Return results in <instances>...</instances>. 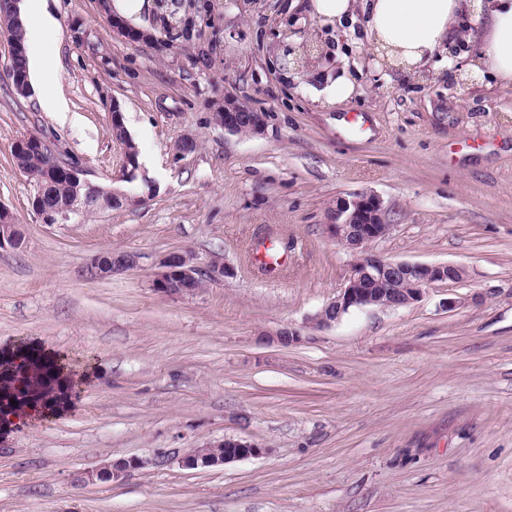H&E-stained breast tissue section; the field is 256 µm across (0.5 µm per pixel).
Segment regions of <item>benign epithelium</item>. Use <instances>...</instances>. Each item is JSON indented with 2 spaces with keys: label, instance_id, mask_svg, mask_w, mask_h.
<instances>
[{
  "label": "benign epithelium",
  "instance_id": "1",
  "mask_svg": "<svg viewBox=\"0 0 512 512\" xmlns=\"http://www.w3.org/2000/svg\"><path fill=\"white\" fill-rule=\"evenodd\" d=\"M112 28L127 42L136 43L151 37V33L140 29H130L122 20L111 18ZM0 30L6 33L10 43V53L20 56L23 45L19 35L24 27L20 18L19 6L8 20H0ZM216 111L223 116V128L228 133L241 132L242 122H247L253 135L265 132L267 117L254 108L244 109L243 103L226 98L217 104ZM84 196L73 204L43 212L40 198L32 199V208L45 224H64L86 209L98 211L109 209L114 203L136 205L143 202L142 196L111 190L113 201H104L99 187L85 182ZM327 231L346 248L360 253L349 270L341 292L317 313L315 322L319 327H328L339 321L352 308L376 306L397 308L419 300L423 291L436 282H459L465 276L464 268L453 264H427L417 262H394L370 253L367 246L385 236L389 225L385 220L383 200L372 193H357L349 198L336 200V206L328 213ZM25 237L14 215L5 207H0V248L19 249ZM139 255L133 251H115L95 255L91 258L87 271L94 277H106L131 271L138 267ZM232 274L226 266L215 261L203 270L194 262L187 251H171L159 262L152 281V287L166 296H182L192 290L198 282L208 278L219 280ZM211 463L225 465L262 453V447L255 442L226 438L210 445ZM150 461L142 458L117 460L104 464L88 472L83 481L107 478L119 480L132 470L144 468Z\"/></svg>",
  "mask_w": 512,
  "mask_h": 512
}]
</instances>
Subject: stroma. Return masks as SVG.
I'll return each mask as SVG.
<instances>
[{
	"label": "stroma",
	"instance_id": "1",
	"mask_svg": "<svg viewBox=\"0 0 512 512\" xmlns=\"http://www.w3.org/2000/svg\"><path fill=\"white\" fill-rule=\"evenodd\" d=\"M196 2L147 0L131 26L152 38L130 44L98 0H47L64 112L15 93L0 35V206L25 235L0 250V351L64 356L84 381L62 411L0 429V512H512V87L457 79L465 35L412 77L381 62L362 14L329 26L294 0ZM341 68L356 90L324 110L311 91ZM227 96L267 112L262 135L215 124ZM30 135L97 185L156 193L42 223L12 162ZM358 192L388 211L372 251L465 278L320 327L356 259L327 214ZM279 242L286 264L265 272L255 249ZM177 249L233 273L162 295L151 279ZM112 250L138 268L91 277ZM285 326L299 344L277 343ZM227 437L263 452L182 467ZM135 457L147 467L120 481L80 480Z\"/></svg>",
	"mask_w": 512,
	"mask_h": 512
}]
</instances>
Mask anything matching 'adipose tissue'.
<instances>
[{
  "label": "adipose tissue",
  "mask_w": 512,
  "mask_h": 512,
  "mask_svg": "<svg viewBox=\"0 0 512 512\" xmlns=\"http://www.w3.org/2000/svg\"><path fill=\"white\" fill-rule=\"evenodd\" d=\"M46 0H23L28 69L42 82L45 108L63 112L67 104L55 94L52 78L57 70L53 55L41 45L43 34L53 31L56 19ZM371 38L387 61L409 72H419L428 59L456 35L461 16L477 21L480 53L464 67V74L491 71L499 84L512 86V0H366Z\"/></svg>",
  "instance_id": "ef3b65f1"
}]
</instances>
